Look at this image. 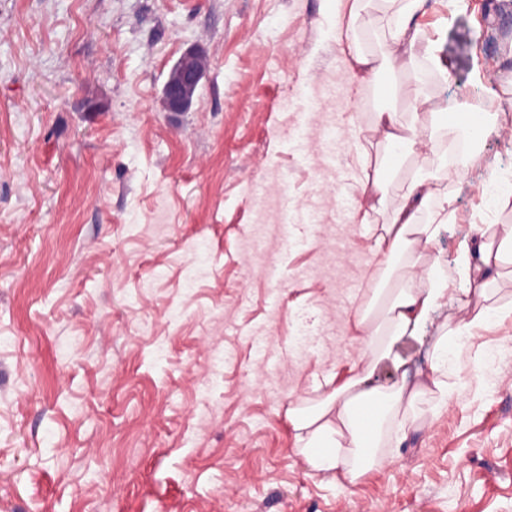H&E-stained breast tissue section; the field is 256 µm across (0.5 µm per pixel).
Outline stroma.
Wrapping results in <instances>:
<instances>
[{
  "instance_id": "obj_1",
  "label": "stroma",
  "mask_w": 512,
  "mask_h": 512,
  "mask_svg": "<svg viewBox=\"0 0 512 512\" xmlns=\"http://www.w3.org/2000/svg\"><path fill=\"white\" fill-rule=\"evenodd\" d=\"M388 0H361L381 53ZM449 65L345 69L327 0H0V512H512V316L462 361L488 369L354 482L295 452L289 401L343 381L349 320L401 271L354 217L363 169L388 204L418 157L455 196L433 252L512 224V0H426ZM194 49L186 112L163 86ZM451 115L437 151L374 143L418 87ZM494 129L467 160L461 117ZM438 307L375 381L427 367Z\"/></svg>"
}]
</instances>
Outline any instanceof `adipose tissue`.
Returning a JSON list of instances; mask_svg holds the SVG:
<instances>
[{"instance_id":"adipose-tissue-1","label":"adipose tissue","mask_w":512,"mask_h":512,"mask_svg":"<svg viewBox=\"0 0 512 512\" xmlns=\"http://www.w3.org/2000/svg\"><path fill=\"white\" fill-rule=\"evenodd\" d=\"M329 2L341 27L340 39L348 44L345 62L352 75L370 80L387 69L416 70L423 62L446 71V64L415 23L424 0H391V46L381 57L351 47L358 0ZM439 122V112L424 97L407 122L394 112H376L370 131L373 138L389 145L407 148L421 142L433 150L437 147L433 130ZM435 184L425 165H418L406 192L390 207L380 175L367 173L360 179L361 221L369 223L371 213L388 210L375 244L395 259L405 281L386 311L384 327H375L367 315L355 314L351 330L358 337L360 351L349 364L347 377L316 399L293 401L288 406L296 452L316 473L354 481L374 464L375 449L405 437L410 422L446 404L455 392L454 383L448 380L449 357H460L466 343L498 314L487 303L488 288L512 265V225L474 227L469 241L457 250L453 275H446L433 247L440 227L454 223L455 207L452 197H436ZM432 203L437 206L432 221L419 223L420 212ZM454 277L462 282V289L451 287ZM444 301L455 305L460 316L453 328L436 337L429 367L412 372L400 361L396 364L399 380L387 387L375 384L376 366L389 357L393 343L415 335Z\"/></svg>"}]
</instances>
